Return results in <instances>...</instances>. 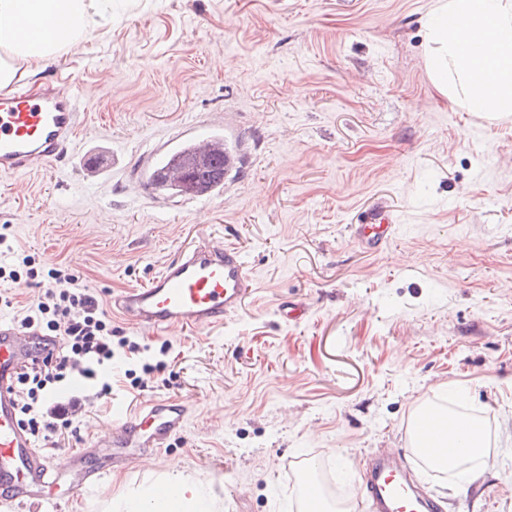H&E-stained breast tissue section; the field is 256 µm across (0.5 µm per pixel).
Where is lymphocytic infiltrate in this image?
Segmentation results:
<instances>
[{"label":"lymphocytic infiltrate","mask_w":512,"mask_h":512,"mask_svg":"<svg viewBox=\"0 0 512 512\" xmlns=\"http://www.w3.org/2000/svg\"><path fill=\"white\" fill-rule=\"evenodd\" d=\"M31 281L46 278L44 298L34 314L22 318V325L41 335L61 341L57 354L42 363L25 367L16 380L19 420L32 439L47 441L61 437L71 428L78 401L60 402L58 395L76 378L91 382L98 396L112 392V379L104 370L111 366L115 347L136 351V344L113 339L112 320L96 295L79 282L72 267L63 262L51 264L46 275L28 269Z\"/></svg>","instance_id":"f902f5d3"}]
</instances>
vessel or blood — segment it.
I'll return each instance as SVG.
<instances>
[{
    "label": "vessel or blood",
    "instance_id": "b4317fda",
    "mask_svg": "<svg viewBox=\"0 0 512 512\" xmlns=\"http://www.w3.org/2000/svg\"><path fill=\"white\" fill-rule=\"evenodd\" d=\"M85 116L73 89L56 81L36 93L21 89L0 95V177L18 179L36 166L67 157ZM400 224L396 210L378 203L361 212L350 235L361 249L376 253L387 246ZM253 282L235 245L205 237L180 249L147 284L113 296L112 307L134 327L210 329L238 314L255 292ZM59 349V340L0 320V512H23L34 503L61 512L65 502L64 497L49 495L60 473L20 425L15 388L25 365ZM189 412L186 402L151 398L120 417L112 435L97 442L105 450L99 460L84 453L72 456L78 489L101 486L112 468L133 469L137 451L165 447L185 428ZM410 469L402 452L374 459L361 483L370 512H439L428 492L411 485Z\"/></svg>",
    "mask_w": 512,
    "mask_h": 512
}]
</instances>
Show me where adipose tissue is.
<instances>
[{
    "label": "adipose tissue",
    "instance_id": "obj_1",
    "mask_svg": "<svg viewBox=\"0 0 512 512\" xmlns=\"http://www.w3.org/2000/svg\"><path fill=\"white\" fill-rule=\"evenodd\" d=\"M109 8L108 0H0V91L31 68L76 47ZM53 19L57 38L45 43L22 23ZM425 68L433 87L464 111L488 120L512 117V0H435L425 29ZM425 443L442 442L458 466L481 456L483 431L463 417L432 410ZM107 512H219L203 482L171 466L136 494L108 503Z\"/></svg>",
    "mask_w": 512,
    "mask_h": 512
}]
</instances>
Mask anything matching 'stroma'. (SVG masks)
Returning a JSON list of instances; mask_svg holds the SVG:
<instances>
[{"mask_svg": "<svg viewBox=\"0 0 512 512\" xmlns=\"http://www.w3.org/2000/svg\"><path fill=\"white\" fill-rule=\"evenodd\" d=\"M434 2L112 0L77 48L21 81H75L87 120L23 189L0 177V265L65 262L111 311L205 233L237 245L257 280L218 329L155 334L113 314L143 351L116 350L111 395L81 387L76 433L38 449L59 465L111 433L116 408L148 398H181L190 416L64 512H102L174 462L223 512H301L297 462L342 472L324 512H369L357 494L369 459L408 448L416 406L454 393L484 429L485 461L441 477L418 456L416 477L441 512H512V117H477L434 89ZM191 120L239 157L208 200L147 179ZM378 201L404 222L368 254L348 227ZM283 301L308 318L283 323Z\"/></svg>", "mask_w": 512, "mask_h": 512, "instance_id": "stroma-1", "label": "stroma"}]
</instances>
